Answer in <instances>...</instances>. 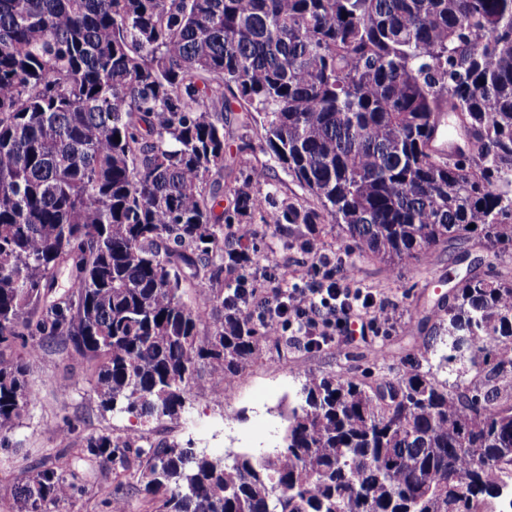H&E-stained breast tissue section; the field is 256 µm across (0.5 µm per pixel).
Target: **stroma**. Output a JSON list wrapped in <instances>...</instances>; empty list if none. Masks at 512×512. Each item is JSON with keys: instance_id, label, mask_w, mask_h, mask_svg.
<instances>
[{"instance_id": "1", "label": "stroma", "mask_w": 512, "mask_h": 512, "mask_svg": "<svg viewBox=\"0 0 512 512\" xmlns=\"http://www.w3.org/2000/svg\"><path fill=\"white\" fill-rule=\"evenodd\" d=\"M255 242L261 249L257 291L271 296L284 284L307 285L318 279L319 254L345 261L346 288H359L384 301L391 315L378 331L352 322L334 342L311 350L295 341L291 331L264 341L256 358L236 376L241 397L226 409L215 394L207 366H199L191 386L187 414L194 420L144 418L120 410H105L87 377L91 365L62 345L41 342L37 357L27 362L26 388L32 401L26 415L0 433V483H10L45 468H56L73 486L71 498L58 512H110L109 500L119 498L126 512H151L152 503L141 479L135 452L105 461L84 450L87 437L109 435L125 439L139 434L142 448L178 442L208 455L223 454L225 415H232L238 438L254 444L278 445L283 430L279 405L299 390L305 376L334 374L366 382L380 376L399 377L434 365L431 355L438 343L432 326L437 302L448 290V275L464 272L459 258L478 259L479 272L512 274V253L493 256L474 241H455L434 250L423 264L392 266L372 256H359L346 247V237L335 225L317 224L308 232V250L292 244L277 224H255ZM264 419H255L251 406Z\"/></svg>"}]
</instances>
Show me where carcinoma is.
I'll use <instances>...</instances> for the list:
<instances>
[{"label": "carcinoma", "mask_w": 512, "mask_h": 512, "mask_svg": "<svg viewBox=\"0 0 512 512\" xmlns=\"http://www.w3.org/2000/svg\"><path fill=\"white\" fill-rule=\"evenodd\" d=\"M257 120L308 204L256 190L246 142L224 183L230 128ZM257 220L335 224L397 266L511 251L512 0H0V431L30 405L4 356L22 336L95 361L102 406L145 418H179L200 364L235 377L267 336L237 297ZM187 280L221 309L204 341ZM442 308L437 368L483 386L309 376L273 454L137 450L153 512H488L512 466V281L471 271ZM71 492L51 467L0 484L21 512Z\"/></svg>", "instance_id": "cac0c4a2"}]
</instances>
